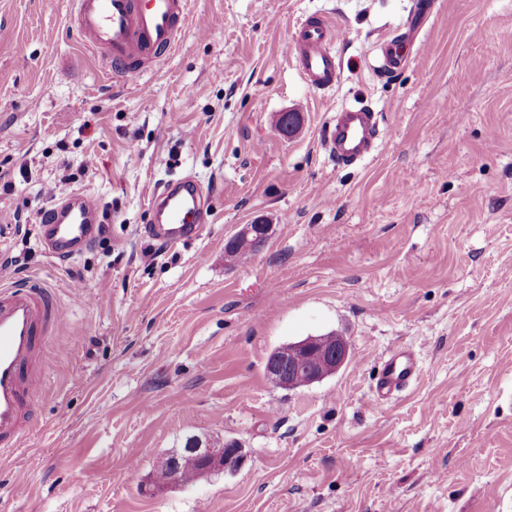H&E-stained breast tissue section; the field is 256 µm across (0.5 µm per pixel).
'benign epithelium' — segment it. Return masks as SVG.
Masks as SVG:
<instances>
[{
  "label": "benign epithelium",
  "mask_w": 512,
  "mask_h": 512,
  "mask_svg": "<svg viewBox=\"0 0 512 512\" xmlns=\"http://www.w3.org/2000/svg\"><path fill=\"white\" fill-rule=\"evenodd\" d=\"M269 232L267 224H246L234 234L227 244L242 251L254 254L264 245ZM323 337L310 336L290 345L273 350L265 364L268 377L287 389H295L319 382L336 373L349 357V345L342 337L329 348L322 347ZM187 452L197 461V476H205L213 471L231 469V462L244 461L241 446L236 442L214 445L199 437L188 441ZM159 465L168 469L170 483H181L182 460L176 456L166 457Z\"/></svg>",
  "instance_id": "obj_1"
}]
</instances>
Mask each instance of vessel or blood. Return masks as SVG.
I'll return each instance as SVG.
<instances>
[{
  "label": "vessel or blood",
  "mask_w": 512,
  "mask_h": 512,
  "mask_svg": "<svg viewBox=\"0 0 512 512\" xmlns=\"http://www.w3.org/2000/svg\"><path fill=\"white\" fill-rule=\"evenodd\" d=\"M72 20L83 46L100 54L110 74L148 68L178 47L187 23L186 0H72ZM338 36L330 18L308 17L296 27L288 43L305 83L314 91H331L341 77L334 42ZM383 67L402 69L407 59L398 38L381 45ZM380 129L367 106L337 112L328 124L324 141L341 165L365 162L376 150ZM154 221L145 232L167 244L195 238L204 221L201 185L186 176L170 182L152 197ZM101 206L91 195L75 191L59 195L41 229L45 250L54 258L81 254L98 235ZM67 312L54 301L45 285H0V453L18 449L29 431L30 408L41 397L44 379L52 366L42 351L41 339L60 326ZM421 368L413 350L398 348L380 361L372 394L387 401L419 378Z\"/></svg>",
  "instance_id": "obj_1"
}]
</instances>
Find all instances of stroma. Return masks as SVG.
I'll list each match as a JSON object with an SVG mask.
<instances>
[{"mask_svg":"<svg viewBox=\"0 0 512 512\" xmlns=\"http://www.w3.org/2000/svg\"><path fill=\"white\" fill-rule=\"evenodd\" d=\"M187 3L175 53L110 78L71 0H0V211L29 219L0 223V283L43 280L68 312L33 426L0 457V512H512V0ZM420 8L411 62L385 73L382 42ZM318 13L339 33L326 93L285 52ZM362 102L382 138L338 165L324 131ZM183 176L209 218L164 245L151 198ZM52 185L110 212L71 260L39 236ZM257 221L262 249L225 262ZM330 332L352 352L335 374L266 376L273 349ZM400 346L421 375L378 402ZM194 435L238 442L243 465L154 486Z\"/></svg>","mask_w":512,"mask_h":512,"instance_id":"35a3bbf8","label":"stroma"}]
</instances>
